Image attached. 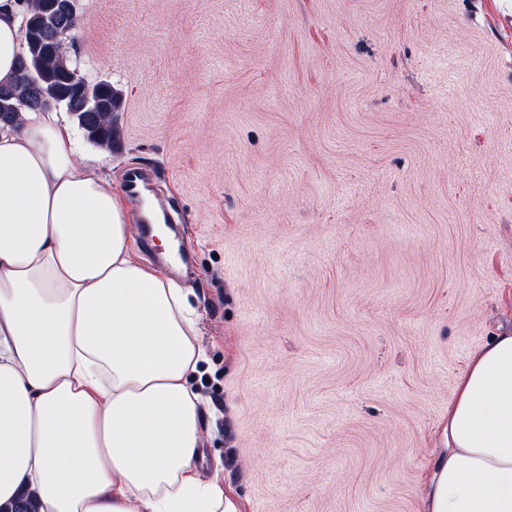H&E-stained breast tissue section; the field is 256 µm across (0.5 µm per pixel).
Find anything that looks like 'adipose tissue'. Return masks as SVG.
<instances>
[{"label": "adipose tissue", "instance_id": "adipose-tissue-1", "mask_svg": "<svg viewBox=\"0 0 512 512\" xmlns=\"http://www.w3.org/2000/svg\"><path fill=\"white\" fill-rule=\"evenodd\" d=\"M25 11L0 0L1 85ZM130 222L56 111L0 126L1 505L27 487L38 512H242L199 475V314ZM421 512H512V334L461 373Z\"/></svg>", "mask_w": 512, "mask_h": 512}]
</instances>
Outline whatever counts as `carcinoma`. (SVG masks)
<instances>
[{"label": "carcinoma", "instance_id": "1", "mask_svg": "<svg viewBox=\"0 0 512 512\" xmlns=\"http://www.w3.org/2000/svg\"><path fill=\"white\" fill-rule=\"evenodd\" d=\"M50 2L30 0L23 30L26 53L19 62L17 81L0 87V123L19 122L23 109L46 111L36 96L47 95L53 106L64 108L77 121L88 140L110 152L118 142L114 113L120 111L121 93L108 80H85L67 54L66 44L50 39L55 24ZM0 512H37L36 498L23 490L12 503L0 506Z\"/></svg>", "mask_w": 512, "mask_h": 512}]
</instances>
